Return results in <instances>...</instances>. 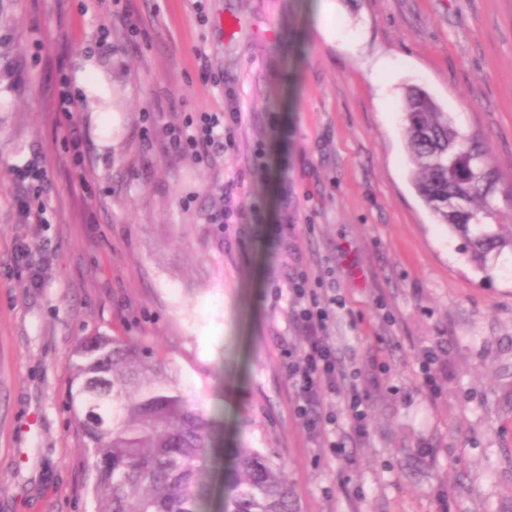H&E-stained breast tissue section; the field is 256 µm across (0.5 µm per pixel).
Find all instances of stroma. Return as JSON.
I'll list each match as a JSON object with an SVG mask.
<instances>
[{
	"label": "stroma",
	"instance_id": "stroma-1",
	"mask_svg": "<svg viewBox=\"0 0 512 512\" xmlns=\"http://www.w3.org/2000/svg\"><path fill=\"white\" fill-rule=\"evenodd\" d=\"M333 4L329 34L318 0H124L133 37L96 0H0V512H91L68 363L97 333L165 359L213 421L205 512L236 448L270 454L301 512H512V252L479 268L436 223L401 112L419 87L487 141L512 225V0ZM228 85L234 150L175 153L167 126L223 111ZM27 166L47 182H19ZM228 192L242 223H209ZM299 271L344 302L330 342L364 434L339 397L333 431L294 413Z\"/></svg>",
	"mask_w": 512,
	"mask_h": 512
}]
</instances>
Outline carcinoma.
I'll return each mask as SVG.
<instances>
[{
	"label": "carcinoma",
	"mask_w": 512,
	"mask_h": 512,
	"mask_svg": "<svg viewBox=\"0 0 512 512\" xmlns=\"http://www.w3.org/2000/svg\"><path fill=\"white\" fill-rule=\"evenodd\" d=\"M403 112L412 179L425 206L486 267L491 255L512 248V234L483 221L494 211L482 189L495 181L487 147L415 86L405 90ZM89 342L76 345L69 370L93 512H202L212 421L187 401L165 360L118 337L95 352ZM224 485L223 512H301L287 476L254 448L234 450Z\"/></svg>",
	"instance_id": "1"
}]
</instances>
